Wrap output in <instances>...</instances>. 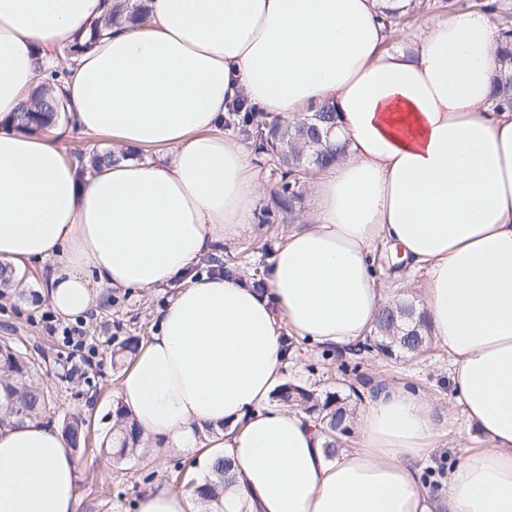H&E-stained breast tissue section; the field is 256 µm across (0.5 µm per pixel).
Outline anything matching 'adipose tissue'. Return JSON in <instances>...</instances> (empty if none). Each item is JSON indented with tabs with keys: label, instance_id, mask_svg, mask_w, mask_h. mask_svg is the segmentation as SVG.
<instances>
[{
	"label": "adipose tissue",
	"instance_id": "adipose-tissue-1",
	"mask_svg": "<svg viewBox=\"0 0 512 512\" xmlns=\"http://www.w3.org/2000/svg\"><path fill=\"white\" fill-rule=\"evenodd\" d=\"M402 2L151 0L54 91L76 130L125 150L91 175L12 115L106 0H0V262L50 261L40 295L65 318L105 288L167 286L249 230L263 185L219 132L232 107L295 122L336 106L348 153L309 184L267 289L224 275L181 288L116 390L157 454H195L205 475L230 460L225 512H512V113L488 106L499 29L467 11L391 46L384 11ZM383 241L423 273L455 401L489 442L435 492L419 477L437 431L424 393L365 398L356 447L333 453L307 414L270 401L286 336L340 350L364 338L389 302L373 272ZM76 478L57 427L0 429V512H75ZM137 510L202 505L159 485Z\"/></svg>",
	"mask_w": 512,
	"mask_h": 512
}]
</instances>
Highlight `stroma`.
I'll use <instances>...</instances> for the list:
<instances>
[{"instance_id":"obj_1","label":"stroma","mask_w":512,"mask_h":512,"mask_svg":"<svg viewBox=\"0 0 512 512\" xmlns=\"http://www.w3.org/2000/svg\"><path fill=\"white\" fill-rule=\"evenodd\" d=\"M483 2L453 0L448 8L443 0H435L431 8L404 22L394 40L409 43L425 20L477 11ZM288 229L285 223L274 232L253 229L226 242L221 255L231 260L240 248L248 247L256 265L266 268L275 244L287 235ZM48 268L45 262L29 265L24 272L22 296L0 298V339H7L38 363L39 382L51 397L45 414L48 422L59 425L80 416L88 423L92 451L77 460L79 505H94L97 512H136L139 497L155 486L164 485L173 491L185 489L197 475L193 454L169 452L163 465L158 466L146 457L116 462L98 452L112 428V409L117 403L115 389L123 371L122 365L113 362L112 350L127 337L149 335L154 319L177 291V284L150 291L102 289L97 309L89 316L83 333L87 345L94 347L95 357L91 366L80 368L62 336L48 333L41 321L42 314L49 309L39 297ZM292 350L285 369L286 380L314 390L321 398L336 394L352 410L357 409L359 402L351 389L365 382L382 380L428 394L437 417V433L424 465L431 474V485L446 482L468 450L486 445L483 437L467 427L461 415L448 413L453 399L451 368L447 353L438 345H431L425 355L414 358L399 352L391 357L375 351L327 354L298 340Z\"/></svg>"}]
</instances>
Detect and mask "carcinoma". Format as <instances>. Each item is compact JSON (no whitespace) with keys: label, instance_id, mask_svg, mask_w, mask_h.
I'll return each instance as SVG.
<instances>
[{"label":"carcinoma","instance_id":"1","mask_svg":"<svg viewBox=\"0 0 512 512\" xmlns=\"http://www.w3.org/2000/svg\"><path fill=\"white\" fill-rule=\"evenodd\" d=\"M149 0H121L112 6L104 25H121L134 21L148 12ZM506 46L501 66L493 78L492 110L512 109V24H502ZM87 48L74 44L50 60L45 70L43 85L31 97V103L23 104L14 114L17 125L30 132H38L50 126L60 112V103L50 89L61 86L70 74L73 56ZM237 124L246 133L254 151L273 163L279 170V181L273 194V205L266 206L260 214L262 224H283L296 219V204L301 200L300 189L314 170L327 165L345 151V146L323 143L322 137L336 124L334 105L319 106L308 118L300 122L285 123L264 112H235ZM250 265L246 252L238 254V260L204 267L226 274L242 270ZM15 282L12 268L0 264V297L11 296ZM429 322L416 311L412 304L399 302L385 306L379 312L374 328L365 338V349L384 356L395 352L410 356L422 354L429 345ZM38 367L27 354L8 341L0 342V427L19 424L27 419L39 418L49 405V395L36 383ZM275 399L287 406H297L314 415L321 433L326 439L329 452L336 450V437L348 431L347 412L336 405V398L327 395L318 400L313 391L292 382L282 384L275 392ZM114 424L110 448L106 452L120 459L141 454L143 437L136 424L129 420L122 407L113 409ZM65 434L74 450L87 451L85 421L74 418L63 424ZM233 483L228 460L219 457L211 467L210 479L197 489L203 504L202 512H224V490Z\"/></svg>","mask_w":512,"mask_h":512}]
</instances>
